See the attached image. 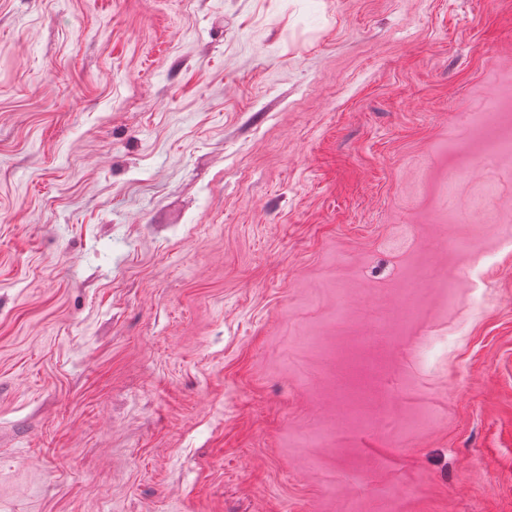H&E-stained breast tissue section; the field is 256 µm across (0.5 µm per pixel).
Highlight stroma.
<instances>
[{
  "instance_id": "35a3bbf8",
  "label": "stroma",
  "mask_w": 512,
  "mask_h": 512,
  "mask_svg": "<svg viewBox=\"0 0 512 512\" xmlns=\"http://www.w3.org/2000/svg\"><path fill=\"white\" fill-rule=\"evenodd\" d=\"M512 0H0V512H512Z\"/></svg>"
}]
</instances>
